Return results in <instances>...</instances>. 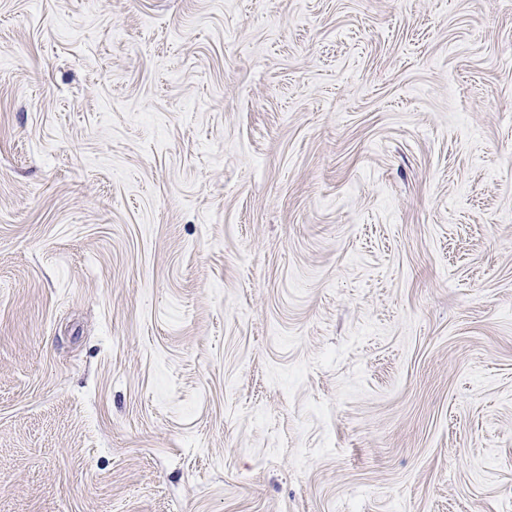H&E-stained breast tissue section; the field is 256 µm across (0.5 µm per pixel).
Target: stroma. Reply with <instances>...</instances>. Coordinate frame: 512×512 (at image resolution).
<instances>
[{"instance_id":"obj_1","label":"stroma","mask_w":512,"mask_h":512,"mask_svg":"<svg viewBox=\"0 0 512 512\" xmlns=\"http://www.w3.org/2000/svg\"><path fill=\"white\" fill-rule=\"evenodd\" d=\"M0 512H512V0H0Z\"/></svg>"}]
</instances>
